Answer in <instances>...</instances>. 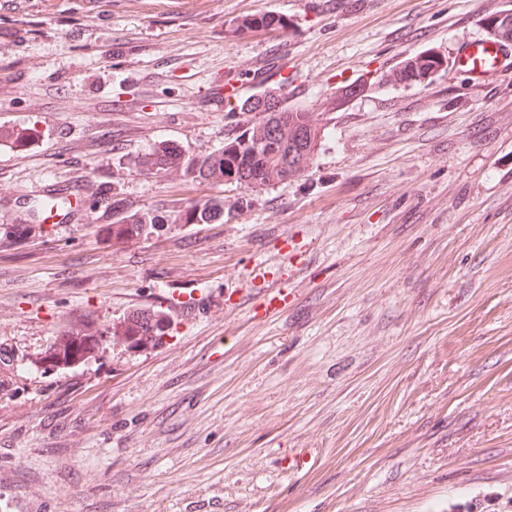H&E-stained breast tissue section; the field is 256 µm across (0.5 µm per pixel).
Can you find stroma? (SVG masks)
<instances>
[{"label":"stroma","mask_w":512,"mask_h":512,"mask_svg":"<svg viewBox=\"0 0 512 512\" xmlns=\"http://www.w3.org/2000/svg\"><path fill=\"white\" fill-rule=\"evenodd\" d=\"M266 12L288 32L236 34ZM506 14L0 0V512H512V65L385 80ZM227 75L311 109L309 169L256 191L141 174L159 145L208 154L243 130L216 100ZM73 188L52 223L45 195ZM208 196L223 223L112 236ZM168 289L196 313L161 308ZM145 309L147 344L125 334ZM89 321L111 346L46 370Z\"/></svg>","instance_id":"stroma-1"}]
</instances>
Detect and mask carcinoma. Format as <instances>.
Returning <instances> with one entry per match:
<instances>
[{
  "label": "carcinoma",
  "instance_id": "cac0c4a2",
  "mask_svg": "<svg viewBox=\"0 0 512 512\" xmlns=\"http://www.w3.org/2000/svg\"><path fill=\"white\" fill-rule=\"evenodd\" d=\"M489 25L502 37L512 38V14L493 18ZM287 30L288 19L274 13L243 17L235 28L241 35ZM443 65L440 55L422 52L402 60L391 79L399 83H421ZM263 100L260 108L250 104L247 98L227 102L231 110L250 113L252 118L237 136L224 141V150L220 153L194 156L167 145L141 157L137 166L155 177L175 170L186 179L211 185L223 183L233 175L236 184L251 189L302 176L313 161L318 143L324 137V128L304 105L284 106L273 95H265ZM222 220L224 200L208 197L191 203L172 218L148 210L124 216L112 225V236L131 240L169 223L213 224ZM126 333L148 340L160 336L161 329L157 319L149 314L128 325ZM106 336L107 330H97L88 324L74 335L56 336L50 344L51 355L46 358L44 371L69 364L77 354L91 360L107 343Z\"/></svg>",
  "mask_w": 512,
  "mask_h": 512
}]
</instances>
